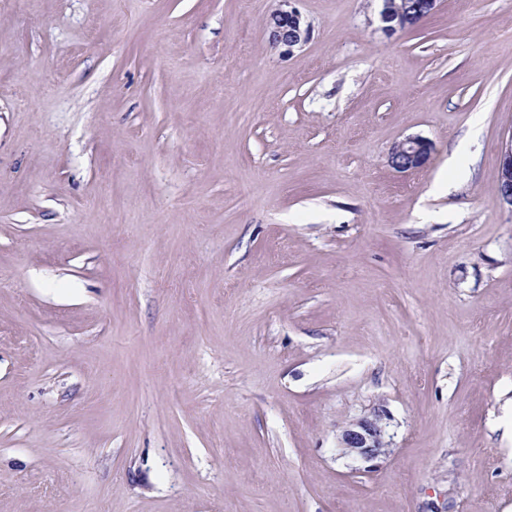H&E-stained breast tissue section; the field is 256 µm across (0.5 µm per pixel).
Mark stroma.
<instances>
[{
  "label": "stroma",
  "instance_id": "stroma-1",
  "mask_svg": "<svg viewBox=\"0 0 512 512\" xmlns=\"http://www.w3.org/2000/svg\"><path fill=\"white\" fill-rule=\"evenodd\" d=\"M277 6L0 0V512H512V0ZM295 1L280 0L267 21L269 41L273 47L283 48L282 53L291 54L310 40L311 25L294 6ZM393 11L392 12L388 2ZM382 0L381 9L379 11V21L382 24L381 29L385 33H393L397 28H401L405 21L406 14L401 10H406L408 2L410 0ZM438 0H413L410 3L409 8L411 11L407 12V15H414L413 17L426 18L433 14L437 9ZM401 11V12H398ZM432 144L420 136H408L396 143L389 155V165L399 172L424 166L429 160ZM497 194L503 203L512 207V137L501 150ZM381 411L371 416L353 421L346 426L339 440L341 454L353 456L363 461H373L386 457L391 452V442L386 440V424Z\"/></svg>",
  "mask_w": 512,
  "mask_h": 512
}]
</instances>
